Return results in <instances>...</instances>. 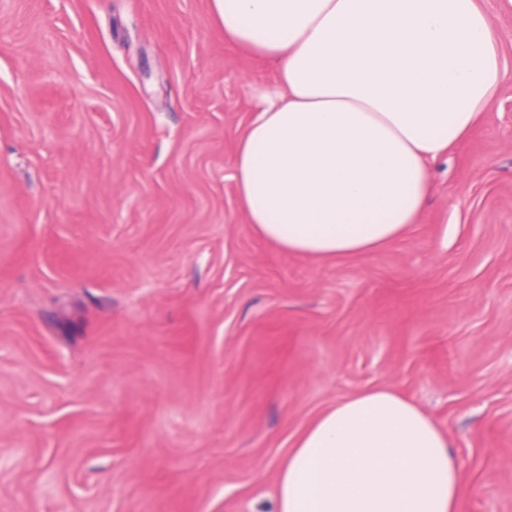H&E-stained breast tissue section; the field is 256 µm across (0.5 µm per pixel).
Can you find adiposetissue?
I'll list each match as a JSON object with an SVG mask.
<instances>
[{
  "label": "adipose tissue",
  "mask_w": 512,
  "mask_h": 512,
  "mask_svg": "<svg viewBox=\"0 0 512 512\" xmlns=\"http://www.w3.org/2000/svg\"><path fill=\"white\" fill-rule=\"evenodd\" d=\"M214 3L225 38L278 66L236 154L249 224L316 260L398 241L505 77L478 0ZM277 512H464L453 444L391 388L337 400L282 463Z\"/></svg>",
  "instance_id": "1"
}]
</instances>
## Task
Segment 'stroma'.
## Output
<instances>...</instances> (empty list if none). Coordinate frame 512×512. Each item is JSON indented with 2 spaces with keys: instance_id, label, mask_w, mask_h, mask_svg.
Instances as JSON below:
<instances>
[{
  "instance_id": "35a3bbf8",
  "label": "stroma",
  "mask_w": 512,
  "mask_h": 512,
  "mask_svg": "<svg viewBox=\"0 0 512 512\" xmlns=\"http://www.w3.org/2000/svg\"><path fill=\"white\" fill-rule=\"evenodd\" d=\"M505 78L396 244L316 261L235 183L274 61L214 0H0V512H277L298 435L388 386L449 435L465 512H512Z\"/></svg>"
}]
</instances>
